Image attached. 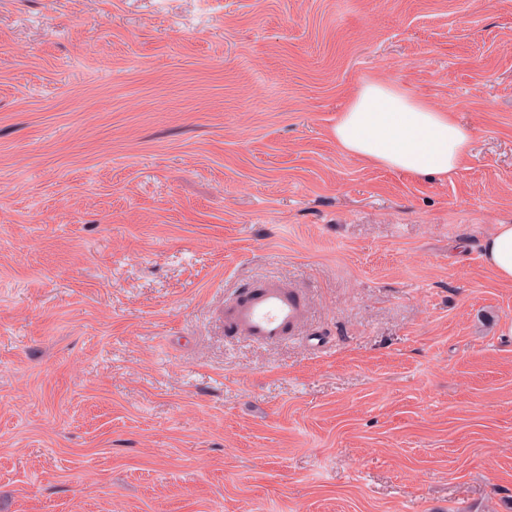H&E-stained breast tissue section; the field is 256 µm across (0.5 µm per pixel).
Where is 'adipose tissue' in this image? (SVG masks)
Masks as SVG:
<instances>
[{"instance_id": "adipose-tissue-1", "label": "adipose tissue", "mask_w": 512, "mask_h": 512, "mask_svg": "<svg viewBox=\"0 0 512 512\" xmlns=\"http://www.w3.org/2000/svg\"><path fill=\"white\" fill-rule=\"evenodd\" d=\"M332 136L343 152L414 177L454 176L471 147L470 133L451 113L375 82L358 89ZM482 256L497 280L512 286V224L496 225L482 242Z\"/></svg>"}]
</instances>
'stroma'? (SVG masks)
Listing matches in <instances>:
<instances>
[{
    "mask_svg": "<svg viewBox=\"0 0 512 512\" xmlns=\"http://www.w3.org/2000/svg\"><path fill=\"white\" fill-rule=\"evenodd\" d=\"M369 80L454 177L338 148ZM511 223L512 0H0V512H512ZM331 134L343 152L414 177L454 176L471 147L470 133L450 112L375 82L358 89ZM482 256L497 280L512 286V224H498L482 241ZM307 312L300 288L266 278L225 304L224 329L233 337L260 345H277L296 335Z\"/></svg>",
    "mask_w": 512,
    "mask_h": 512,
    "instance_id": "1",
    "label": "stroma"
}]
</instances>
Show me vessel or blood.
I'll list each match as a JSON object with an SVG mask.
<instances>
[{"label": "vessel or blood", "instance_id": "vessel-or-blood-1", "mask_svg": "<svg viewBox=\"0 0 512 512\" xmlns=\"http://www.w3.org/2000/svg\"><path fill=\"white\" fill-rule=\"evenodd\" d=\"M307 312L301 289L266 278L225 304L224 328L231 336L272 346L295 336Z\"/></svg>", "mask_w": 512, "mask_h": 512}]
</instances>
